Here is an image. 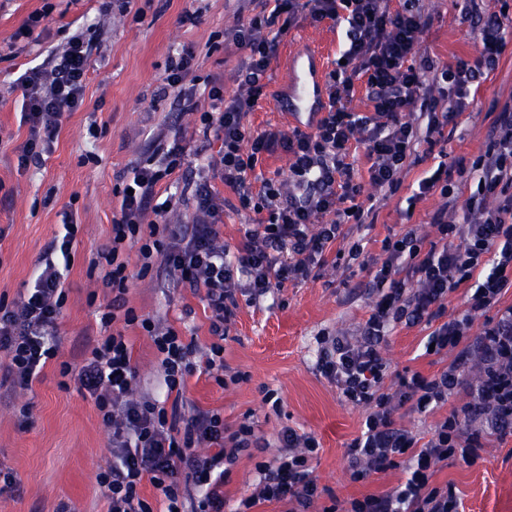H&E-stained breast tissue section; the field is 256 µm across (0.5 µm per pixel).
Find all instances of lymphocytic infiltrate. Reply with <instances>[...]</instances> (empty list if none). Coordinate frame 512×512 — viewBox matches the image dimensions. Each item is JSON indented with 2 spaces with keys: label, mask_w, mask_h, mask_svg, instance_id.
<instances>
[{
  "label": "lymphocytic infiltrate",
  "mask_w": 512,
  "mask_h": 512,
  "mask_svg": "<svg viewBox=\"0 0 512 512\" xmlns=\"http://www.w3.org/2000/svg\"><path fill=\"white\" fill-rule=\"evenodd\" d=\"M258 2L260 12L230 32L247 53L232 93L219 80H200L189 48L172 53L162 79L161 95L173 98L180 113L196 114L204 137L217 142L218 150L206 156L168 139L164 130L150 131V153L136 165L130 186L115 190L120 206L109 243L90 261L112 294L102 325L136 324L150 336L159 355L158 381L173 397L166 403L152 392H135L133 346L123 331L84 341L77 362L62 363V375L74 377L88 393L112 433V461L97 476L106 512H154L142 491L147 484L159 492L164 512H224L225 477L263 439L253 422L228 428L219 412L187 398L188 377L202 372L221 386L243 381V373L227 374L223 346L239 296L253 303L288 282L308 279L322 267L327 248L344 237V224L358 230L365 225L363 209L351 207L363 189L354 179L352 150L363 148L372 185L397 190L421 143L455 121L469 82L494 66L504 48L507 16L489 14L474 60L438 71L427 57L411 63L429 22L421 0L400 9L392 0ZM326 20L344 26L349 43L343 64L327 75L323 111L303 128L252 130L248 117L267 95L263 78L281 37L297 25ZM91 53L90 44L70 37L51 69L33 68L19 78L21 121L29 129L18 148L19 167L42 163L64 115L83 107ZM359 94L367 112L352 109ZM495 124V137L468 171L475 188L463 202L462 222L449 220L443 206L432 216L437 243L425 244L412 229L385 238L384 258L371 274L368 318L356 333L319 338L320 375L346 402L368 410L360 435L346 450L351 480L365 483L399 466L407 473L392 489L335 502L322 512H459L452 487L432 484L433 467L450 459L471 463L491 428H512V307L493 327L469 334L474 317L512 288V102L504 104ZM280 151L289 158L288 189L255 176L263 156ZM180 170L190 174L185 190L157 201V186ZM233 201L255 215L235 246L221 234L224 209ZM184 204L193 208L191 221L171 222L170 213ZM81 231L73 217H65L62 234L35 268L32 288L12 300L0 296V366L16 387L32 388L58 356L65 281ZM132 249L139 262L134 272L128 269ZM153 271L202 297L214 343L200 348L184 342L167 320L142 317L128 307L132 277ZM477 272L482 278L466 300L465 314L447 318L449 293ZM419 324L431 326L428 340L435 353L454 359L432 377L402 375L396 389H388L382 347L397 326ZM465 383L470 402L451 408L426 443L396 426L397 402L427 413ZM278 440L281 453L257 463L259 480L234 512H253L265 503L311 512L321 498L313 468L317 438L286 427Z\"/></svg>",
  "instance_id": "obj_1"
}]
</instances>
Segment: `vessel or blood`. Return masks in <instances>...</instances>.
<instances>
[{
	"label": "vessel or blood",
	"mask_w": 512,
	"mask_h": 512,
	"mask_svg": "<svg viewBox=\"0 0 512 512\" xmlns=\"http://www.w3.org/2000/svg\"><path fill=\"white\" fill-rule=\"evenodd\" d=\"M292 76L288 90L278 99V112L288 116L316 111L320 103L319 89L322 85L323 55L316 47H308L303 54L291 57Z\"/></svg>",
	"instance_id": "1"
}]
</instances>
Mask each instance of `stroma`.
Returning <instances> with one entry per match:
<instances>
[{
  "instance_id": "obj_1",
  "label": "stroma",
  "mask_w": 512,
  "mask_h": 512,
  "mask_svg": "<svg viewBox=\"0 0 512 512\" xmlns=\"http://www.w3.org/2000/svg\"><path fill=\"white\" fill-rule=\"evenodd\" d=\"M43 2L0 0V191L8 195L0 204V295L11 299L26 287L38 257L60 231L66 208H73L84 232L66 282L57 361L47 365L42 380L31 389L0 385V463L15 476L13 485L0 488V512H58L63 505L70 512H105L96 475L111 458V435L89 395L73 383L61 386L59 374L60 362H74L84 337L105 334L97 303L108 291L90 270L89 258L109 241L119 210L115 187L131 177L143 158L146 133L165 125L174 109L172 99L157 95L172 49H193L199 76L223 80L225 91H232L245 53L226 33L251 15L253 6L248 0H138L141 14L134 17L113 12V0H51L53 10L43 28L35 30L23 52L12 53V35ZM188 8L198 10L197 23H179ZM427 8L431 23L419 53L439 70L474 58L481 18L493 12L512 17V0H429ZM73 35L94 48L85 104L65 116L48 159L20 169L16 149L27 139L28 127L20 122L22 92L14 81L28 68L50 67V50ZM311 41L323 43L332 62L347 46L343 27L328 20L283 35L267 72V95L250 116L253 130L288 128V120L273 110L274 97L287 88V54L300 52ZM470 91L465 110L444 129L442 138L420 145V162L403 175L395 192L381 195L369 180L365 159H357L356 179L363 186L358 201L374 207L375 221L357 239L331 246L317 277L289 282L259 304H241L224 342V363L244 373V380L222 387L204 373L189 378V399L221 412L225 425L253 421L268 443L256 457H241L225 479L227 505H236L255 481L256 463L273 458L278 434L286 426L314 434L320 442L313 466L319 486L326 490L322 504L404 482L400 468L364 484L351 482L346 450L360 433L365 409L345 402L335 385L316 371L318 338L324 332H353L367 319L368 270L382 258L383 239L412 228L426 241L436 240L431 217L443 200L436 193L415 199L417 184L441 161L451 171L452 183H459V168L471 167L485 152L497 113L512 100V30L505 33L496 69ZM356 242L362 251L354 256L350 249ZM126 299L137 315L164 317L185 339L201 347L211 343L204 301L189 290L172 288L164 276L152 273L133 280ZM430 332L425 325H400L392 331L383 349L389 366L387 387H394L398 376L418 372L430 377L448 366L451 355L427 352ZM126 334L133 343L139 387L164 397L150 338L136 325ZM269 391L279 397L280 409L264 403ZM468 399L463 387L448 406L422 414L404 407L394 419L424 443L449 406ZM25 404L30 419L23 423L18 410ZM432 482L454 488L460 512H512V432L488 437L472 464L452 459L439 463Z\"/></svg>"
}]
</instances>
